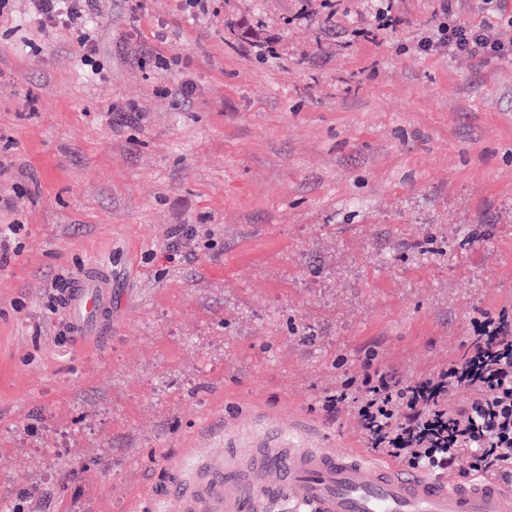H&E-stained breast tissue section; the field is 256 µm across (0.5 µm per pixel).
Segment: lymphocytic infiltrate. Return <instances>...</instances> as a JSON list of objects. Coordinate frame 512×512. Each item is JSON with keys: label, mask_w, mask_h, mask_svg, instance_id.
Returning a JSON list of instances; mask_svg holds the SVG:
<instances>
[{"label": "lymphocytic infiltrate", "mask_w": 512, "mask_h": 512, "mask_svg": "<svg viewBox=\"0 0 512 512\" xmlns=\"http://www.w3.org/2000/svg\"><path fill=\"white\" fill-rule=\"evenodd\" d=\"M97 0H32L42 28L67 29L85 66H96V41L88 17ZM507 0H482L479 22L462 20L460 0H441V20L418 42L425 55H465L479 61L512 56V41L500 39L495 18ZM473 400L455 406L459 389ZM325 411L355 414L370 452L407 468L430 472L454 469L468 459L483 479L512 480V320L486 316L475 321L462 356L411 381L363 367L341 389L322 398Z\"/></svg>", "instance_id": "obj_1"}]
</instances>
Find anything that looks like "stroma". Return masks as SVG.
Segmentation results:
<instances>
[{
  "instance_id": "obj_1",
  "label": "stroma",
  "mask_w": 512,
  "mask_h": 512,
  "mask_svg": "<svg viewBox=\"0 0 512 512\" xmlns=\"http://www.w3.org/2000/svg\"><path fill=\"white\" fill-rule=\"evenodd\" d=\"M335 2L99 0V79L0 11V512H134L188 448L366 453L325 388L512 317V58L420 54L437 0L377 44ZM95 264L81 337L62 290ZM65 304L69 312L68 326L73 333L78 336L96 334L112 305V288L106 272L93 268L80 278H75Z\"/></svg>"
}]
</instances>
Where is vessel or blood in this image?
Instances as JSON below:
<instances>
[{
	"label": "vessel or blood",
	"mask_w": 512,
	"mask_h": 512,
	"mask_svg": "<svg viewBox=\"0 0 512 512\" xmlns=\"http://www.w3.org/2000/svg\"><path fill=\"white\" fill-rule=\"evenodd\" d=\"M68 326L94 335L112 305L103 269L74 279L65 299ZM143 512H512V487L453 484L411 469L385 467L354 452L255 448L201 457L191 472H166Z\"/></svg>",
	"instance_id": "vessel-or-blood-1"
}]
</instances>
